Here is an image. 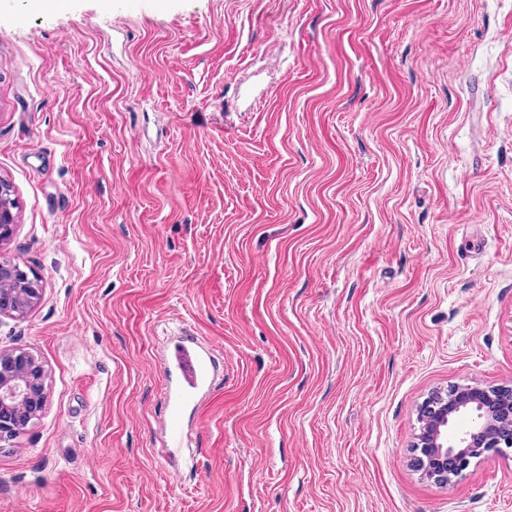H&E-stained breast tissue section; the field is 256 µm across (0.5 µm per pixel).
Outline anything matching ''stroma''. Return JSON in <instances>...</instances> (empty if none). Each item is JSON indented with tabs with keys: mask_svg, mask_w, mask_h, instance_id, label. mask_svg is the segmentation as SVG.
Wrapping results in <instances>:
<instances>
[{
	"mask_svg": "<svg viewBox=\"0 0 512 512\" xmlns=\"http://www.w3.org/2000/svg\"><path fill=\"white\" fill-rule=\"evenodd\" d=\"M0 253L46 371L0 512H512L410 464L512 386V0H0ZM220 378L167 458L158 348ZM16 202L12 199L11 186L0 179V242L7 240L16 227L13 210ZM12 261L0 256V315H17L21 310L24 299L28 303L34 301L35 296L41 292L40 280H37L30 271H26L17 264H9ZM8 263V264H6ZM31 275V276H30ZM32 283L31 288H24ZM24 291L31 294L30 297Z\"/></svg>",
	"mask_w": 512,
	"mask_h": 512,
	"instance_id": "35a3bbf8",
	"label": "stroma"
}]
</instances>
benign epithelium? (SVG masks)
I'll return each mask as SVG.
<instances>
[{
	"label": "benign epithelium",
	"instance_id": "1",
	"mask_svg": "<svg viewBox=\"0 0 512 512\" xmlns=\"http://www.w3.org/2000/svg\"><path fill=\"white\" fill-rule=\"evenodd\" d=\"M16 202L11 186L0 179V242L14 232ZM39 280L31 272L0 256V315H15L21 304L40 295ZM503 388L467 385L449 398L436 395L421 407L415 462L426 474L448 484V460L467 463L469 455L502 454L512 448V438L495 430L512 422V404H495ZM47 399L45 370L23 348L0 350V442L16 436L43 409Z\"/></svg>",
	"mask_w": 512,
	"mask_h": 512
}]
</instances>
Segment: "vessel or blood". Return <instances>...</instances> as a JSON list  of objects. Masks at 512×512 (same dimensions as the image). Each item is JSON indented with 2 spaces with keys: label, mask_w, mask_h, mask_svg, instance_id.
<instances>
[{
  "label": "vessel or blood",
  "mask_w": 512,
  "mask_h": 512,
  "mask_svg": "<svg viewBox=\"0 0 512 512\" xmlns=\"http://www.w3.org/2000/svg\"><path fill=\"white\" fill-rule=\"evenodd\" d=\"M161 370L166 408L161 435L165 447L177 451L184 442L182 412L202 405L216 382L218 362L213 351L198 339L185 337L165 346Z\"/></svg>",
  "instance_id": "1"
}]
</instances>
